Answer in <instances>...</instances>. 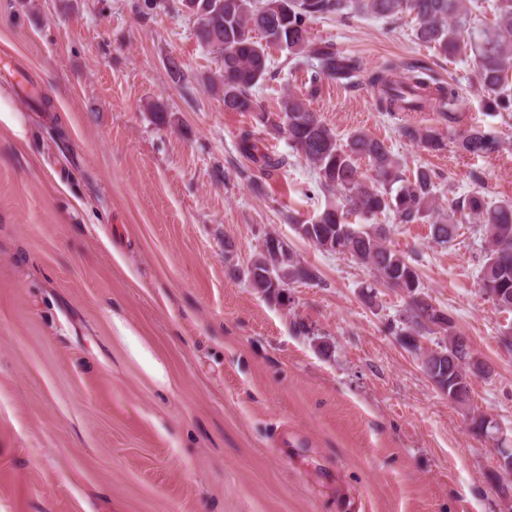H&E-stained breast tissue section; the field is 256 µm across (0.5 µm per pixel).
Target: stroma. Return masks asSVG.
Masks as SVG:
<instances>
[{"label":"stroma","mask_w":512,"mask_h":512,"mask_svg":"<svg viewBox=\"0 0 512 512\" xmlns=\"http://www.w3.org/2000/svg\"><path fill=\"white\" fill-rule=\"evenodd\" d=\"M416 26L311 19L361 71L353 89L320 83L310 108L339 136L384 141L406 172L433 169L440 209L477 180L512 198V112L490 114L472 57L440 55ZM196 28L181 0H0V512H505L497 440L470 429L475 407L512 439V311L481 291L478 227L439 246L429 224L376 218L491 368L463 407L422 369L442 330L411 350L392 330L403 293L298 235L325 205L315 172L287 134L225 111ZM387 66L455 88L459 123L379 110L369 76ZM308 78L274 47L254 94L273 111ZM470 125L493 127L499 151H460ZM245 129L287 166L247 180ZM269 234L315 280L252 288L242 271Z\"/></svg>","instance_id":"obj_1"}]
</instances>
